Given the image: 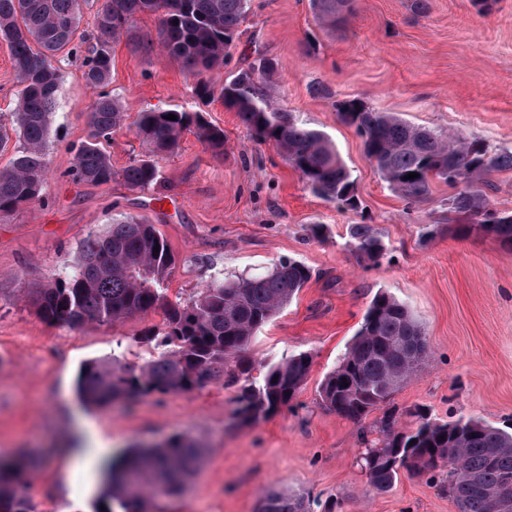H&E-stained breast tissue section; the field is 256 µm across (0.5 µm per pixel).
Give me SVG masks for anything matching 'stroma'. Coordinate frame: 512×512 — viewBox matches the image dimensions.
<instances>
[{
    "label": "stroma",
    "mask_w": 512,
    "mask_h": 512,
    "mask_svg": "<svg viewBox=\"0 0 512 512\" xmlns=\"http://www.w3.org/2000/svg\"><path fill=\"white\" fill-rule=\"evenodd\" d=\"M101 0H83L78 54H59L62 82L48 143L50 171L40 201L0 219V457H37L26 468L36 512H94L104 490L101 463L65 450L74 443V415L96 428L113 454L135 443L158 444L183 434L205 450L182 493L160 500V512H259L269 490L318 499L332 512H458L439 483L401 473L392 489L372 491L356 463L361 432L377 417L353 423L324 406V377L346 352L377 292L404 303L428 345L419 369L395 394L405 411L433 418L473 416L512 427V250L481 231L448 230L451 188L434 184L426 201L407 207L366 160L354 128L335 102L368 106L442 131H458L489 150H512V0L480 11L474 0H352L345 22L320 23L311 0H251L229 49L230 69L257 55L277 59L280 98L325 132L348 167L364 208L343 209L314 196L286 159L258 143L235 112L195 95L192 79L159 50L112 45L108 92L126 119L104 148L110 183L74 181L69 171L87 138L95 94L82 78L84 53L95 43ZM181 107L223 129V159L193 133L156 156L162 182L137 190L120 172L146 153L132 127L139 112ZM155 225L175 265L169 300H189L217 274L267 272L283 259L312 277L259 329L245 358L274 365L293 353L310 356L308 375L291 407L257 424L233 419L239 384L221 380L185 393L149 395L134 403L83 404L79 370L120 355L142 364L154 346L144 331L161 327L163 308L117 323L70 328L43 320L32 294L66 277L83 242L113 218ZM366 222L388 257L361 262L348 246L350 225ZM435 235L424 236L426 227Z\"/></svg>",
    "instance_id": "stroma-1"
}]
</instances>
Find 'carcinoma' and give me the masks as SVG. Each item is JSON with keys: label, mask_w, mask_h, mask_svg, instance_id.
Masks as SVG:
<instances>
[{"label": "carcinoma", "mask_w": 512, "mask_h": 512, "mask_svg": "<svg viewBox=\"0 0 512 512\" xmlns=\"http://www.w3.org/2000/svg\"><path fill=\"white\" fill-rule=\"evenodd\" d=\"M250 0H102L96 12L97 46L83 60V79L100 89L112 79V42L153 45L134 28L140 15L157 18V40L166 55L196 79L195 94L219 96L236 112L259 143L271 142L314 195L350 210L360 201L355 181L323 131L288 110L275 93L281 64L260 56L217 84L208 74L227 66L226 49L238 36ZM350 0H313L322 24L343 22ZM80 0H0V40L8 44L21 84L17 110L0 122V148L16 138L10 168L0 169V218L40 200L49 170L48 139L61 77L53 58L70 49L80 23ZM338 119L356 130L368 161L389 187L408 204L427 200L432 185L455 189L448 197V221L464 236L478 227L512 249V212L491 207L487 190L496 172L512 171V150L488 155L478 141L459 132L412 124L371 108L358 99L336 103ZM176 119L170 120L168 114ZM124 112L114 98L99 93L88 114V137L77 151L72 176L91 184L112 181L110 156L102 148L122 126ZM195 134L215 159L224 157V130L199 112L179 108L139 113L135 135L149 152H171L183 132ZM410 173L418 174L414 179ZM133 188L158 182L151 159H138L122 171ZM349 249L359 258L380 264L387 255L382 239L369 224L349 227ZM160 248L153 253L154 248ZM173 259L155 226L131 217L112 220L102 233L86 239L73 273L41 288L33 297L46 321L70 327L105 324L165 308L164 329L148 330L145 340L157 352L140 366L112 356L80 369L77 392L90 405L150 394L181 393L240 374L249 381L236 396L234 417L241 425L265 420L289 405L304 383L310 357L301 352L259 371L234 362L255 333L270 321L311 278V270L282 260L264 275L214 278L186 302L167 299ZM427 343L419 322L405 304L379 292L371 301L352 344L320 387L322 403L336 414L360 423L383 411L376 437H362L361 469L377 492L394 486L403 470L427 474L448 487L459 512H492V502L512 483V433L472 416L440 421L420 411L409 429L398 427L394 394L417 371ZM348 386H343V383ZM204 450L184 435L141 447L112 462L104 494L116 508L95 512H154L159 498L182 492L197 471ZM0 512H35L22 482V469L0 459ZM261 512H310L302 498L271 491Z\"/></svg>", "instance_id": "cac0c4a2"}]
</instances>
